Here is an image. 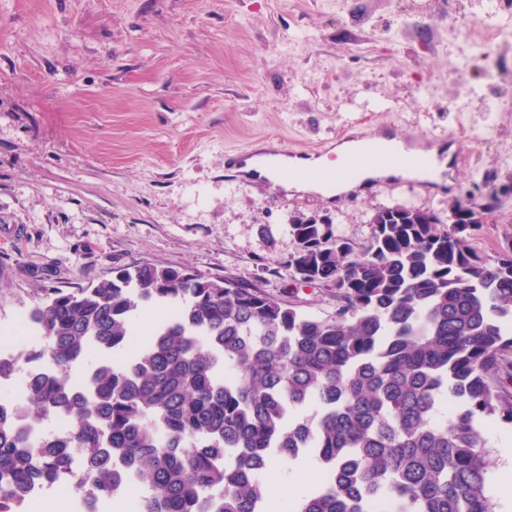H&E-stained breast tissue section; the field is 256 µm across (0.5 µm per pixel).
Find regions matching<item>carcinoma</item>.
<instances>
[{
    "label": "carcinoma",
    "instance_id": "carcinoma-1",
    "mask_svg": "<svg viewBox=\"0 0 512 512\" xmlns=\"http://www.w3.org/2000/svg\"><path fill=\"white\" fill-rule=\"evenodd\" d=\"M456 214L469 223L383 207L364 250L292 219L288 265L336 289L323 318L156 265L48 294L29 315L44 345L0 356V380L21 360L48 367L23 401L0 398V512L65 479L111 512L135 486L139 512H268L271 460L305 452L325 477L296 512H494L482 426L512 424V224L489 257L471 243L476 213ZM149 305L168 314L128 356ZM60 414L67 437L40 438Z\"/></svg>",
    "mask_w": 512,
    "mask_h": 512
}]
</instances>
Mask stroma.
Listing matches in <instances>:
<instances>
[{
  "mask_svg": "<svg viewBox=\"0 0 512 512\" xmlns=\"http://www.w3.org/2000/svg\"><path fill=\"white\" fill-rule=\"evenodd\" d=\"M496 2L0 0V345L33 347L17 326L51 291L136 263L327 316L330 287L288 264L295 217L331 218L363 249L379 207L445 219L462 204L495 255L512 221V36L492 81L465 33ZM385 127L424 148L453 138L448 191L409 179L332 206L224 176L225 155L259 143L316 155ZM322 474L311 455L279 468L281 503Z\"/></svg>",
  "mask_w": 512,
  "mask_h": 512,
  "instance_id": "1",
  "label": "stroma"
}]
</instances>
